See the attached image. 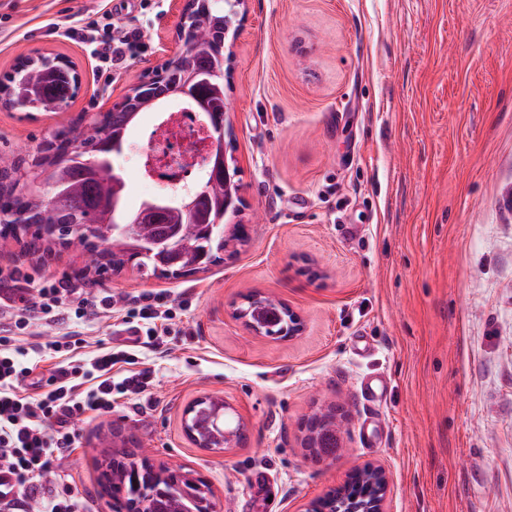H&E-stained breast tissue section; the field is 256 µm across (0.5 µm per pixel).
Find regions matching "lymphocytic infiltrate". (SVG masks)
I'll return each mask as SVG.
<instances>
[{"mask_svg":"<svg viewBox=\"0 0 512 512\" xmlns=\"http://www.w3.org/2000/svg\"><path fill=\"white\" fill-rule=\"evenodd\" d=\"M64 35L93 42L98 75L107 81L126 57L148 50L139 30L117 34L97 17L66 27ZM68 310L79 319L118 315L136 343L154 350L161 347L157 321L174 317L158 293L92 298L86 289L62 282L40 289L38 301L29 305L0 302V324L26 332ZM84 344L75 331L27 345L0 336V512H30L34 502L40 512H85L80 493L64 482H49V475L77 448L81 423L111 411L117 397L135 399L150 387V371L136 369L138 357L127 345L88 357ZM33 354L54 355L60 362L37 379Z\"/></svg>","mask_w":512,"mask_h":512,"instance_id":"f902f5d3","label":"lymphocytic infiltrate"}]
</instances>
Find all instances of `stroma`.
<instances>
[{"label": "stroma", "mask_w": 512, "mask_h": 512, "mask_svg": "<svg viewBox=\"0 0 512 512\" xmlns=\"http://www.w3.org/2000/svg\"><path fill=\"white\" fill-rule=\"evenodd\" d=\"M174 0H0V78L20 56L72 60L77 95L54 114L0 102V153L33 171L55 136L109 111L163 62ZM106 12L149 45L104 84L89 44L49 34ZM233 45L227 116L250 240L176 279L130 271L89 281L114 296L163 293L176 316L146 410L118 399L84 424L59 473L88 512L99 435L121 428L155 460L198 473L216 512H300L347 472L382 462L389 512H512V0H248ZM142 116L117 165L141 202ZM84 254L26 239L0 249L13 294L71 280ZM262 291L297 311L293 339L250 335L229 312ZM382 377L368 401L361 384ZM217 394L247 439L215 453L182 432ZM347 416L336 454L313 460L299 426L318 406Z\"/></svg>", "instance_id": "stroma-1"}]
</instances>
